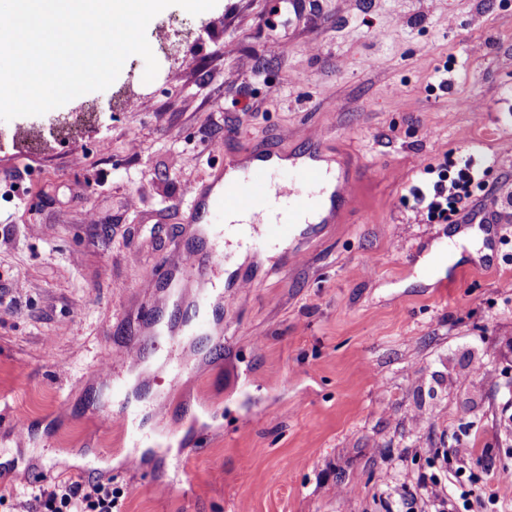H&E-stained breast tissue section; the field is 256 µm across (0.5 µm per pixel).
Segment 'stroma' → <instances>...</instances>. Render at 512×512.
Masks as SVG:
<instances>
[{
	"mask_svg": "<svg viewBox=\"0 0 512 512\" xmlns=\"http://www.w3.org/2000/svg\"><path fill=\"white\" fill-rule=\"evenodd\" d=\"M163 30L178 38L153 81L133 55L72 99L99 116L75 136L50 134L59 107L0 121V512L88 477L120 512H436L421 475L457 498L512 465V0H217L168 7L148 42ZM318 134L351 177L338 222L293 265L248 250L253 287L210 313L221 343L171 322L180 377L162 362L107 394L99 360L141 340L190 189ZM473 150L470 206L502 205L495 249L422 267L461 218L427 222L414 189ZM99 408L146 433L140 471ZM460 444L473 455L438 458Z\"/></svg>",
	"mask_w": 512,
	"mask_h": 512,
	"instance_id": "stroma-1",
	"label": "stroma"
}]
</instances>
